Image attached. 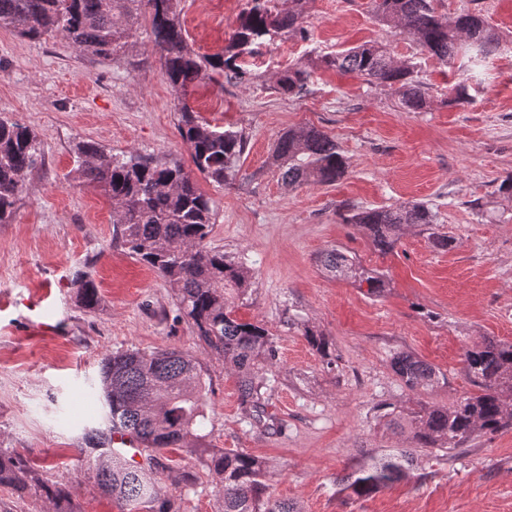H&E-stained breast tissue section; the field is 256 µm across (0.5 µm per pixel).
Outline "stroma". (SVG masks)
Returning <instances> with one entry per match:
<instances>
[{
  "label": "stroma",
  "instance_id": "35a3bbf8",
  "mask_svg": "<svg viewBox=\"0 0 512 512\" xmlns=\"http://www.w3.org/2000/svg\"><path fill=\"white\" fill-rule=\"evenodd\" d=\"M468 6L505 44L487 60L469 101L455 104L448 87L461 70L418 55L410 37L381 25L373 0H309L305 36L256 57L259 81L205 82L187 96L211 124L248 136L226 187L196 173L177 132V96L143 46L149 13L137 25L140 48L114 59L0 27V115L31 127L45 154L10 222L0 224V448L22 449L42 480H67L78 512H118L79 452L85 428L105 423L99 363L127 348H177L211 378L205 444L263 460L271 495L299 512H512V430L456 449H417L405 477L369 497L339 492L342 478L409 445L407 434L384 426L382 405L443 407L478 394L465 351L488 339L512 342V199L498 192L512 174V0H442L440 11L452 18ZM181 7L190 44L214 53L244 0H182ZM369 40L396 58L417 57L430 86L425 111H406L395 91L322 67L321 55ZM301 64L315 71L309 95L276 94L279 72ZM305 125L333 137L345 154L348 173L336 184L290 187L273 165L278 136ZM80 140L117 155L177 159L210 198L208 245L252 276L229 304L238 319L263 323L277 349L260 379L279 430L244 419L234 374L176 320L175 288L113 242L110 202L74 172ZM416 201L436 211L435 226H402L387 255L336 214L342 202L393 208ZM434 230L453 235L454 246L433 248ZM334 247L384 273L385 293L373 297L328 276L319 257ZM85 267L99 291L92 309L79 303L72 281ZM308 328L328 340L330 357L311 347ZM402 352L434 366L438 383L405 387L391 367ZM169 456L161 487L180 512H221L204 463L183 448ZM188 473L194 486L184 482Z\"/></svg>",
  "mask_w": 512,
  "mask_h": 512
}]
</instances>
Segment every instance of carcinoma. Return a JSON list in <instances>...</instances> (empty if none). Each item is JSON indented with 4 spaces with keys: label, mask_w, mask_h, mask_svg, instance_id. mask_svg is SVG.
Segmentation results:
<instances>
[{
    "label": "carcinoma",
    "mask_w": 512,
    "mask_h": 512,
    "mask_svg": "<svg viewBox=\"0 0 512 512\" xmlns=\"http://www.w3.org/2000/svg\"><path fill=\"white\" fill-rule=\"evenodd\" d=\"M438 0H376V14L384 25L412 38L421 54L448 64L462 58V70L478 77L486 59L500 48V35L479 12L466 11L450 21L437 9ZM181 0H0V26H8L31 40L61 36L79 52L113 58L140 45L136 23L143 7L151 15V35L146 44L159 60L162 72L177 94V130L191 152L197 171L219 186L232 184L239 171L248 137L240 130L224 129L204 120L186 100L189 88L220 77L242 84L251 77L245 57L260 48L303 31L305 0H245L237 25L224 48L200 54L188 42L180 14ZM328 68L361 75L380 89H393L409 112H421L429 103L427 84L417 66L398 60L378 42H365L334 56H323ZM311 71L293 66L282 71L277 92L301 98ZM76 171L99 186L112 203L113 240L143 262L178 291L177 316L193 328L198 340L224 359L238 377L239 402L245 418L268 429L266 397L257 376L275 358L273 338L257 321H241L226 303V290L245 292L250 271L211 248L206 239L214 224L211 201L178 161L155 160L131 152L116 156L97 144L74 145ZM272 159L283 182L333 185L348 169L336 140L314 126L281 134ZM44 160V149L27 125L0 116V223L12 217L27 176ZM347 224H358L373 247L382 254L394 252L398 228L403 224H433L435 214L423 203L398 207L344 206ZM334 278L367 286V294L380 296L389 281L349 253L333 248L321 260ZM77 296L92 309L99 292L92 275H75ZM467 374L481 389L448 407L423 406L417 410L388 405L382 418L386 426L408 432L411 448L388 453L353 472L343 490L357 498L368 497L405 473L413 448L454 449L477 434L512 429V342L490 339L464 353ZM393 369L409 389L433 385V366L411 354H399ZM103 399L109 426L84 437L88 470L120 512H135L149 503L151 512H177L174 501L161 497L159 483L170 469L169 448H185L202 459L223 499V512H297L293 504L271 497L264 482L265 463L240 450L201 448L190 444L204 438L210 422L207 395L211 379L187 351L126 349L106 356L100 365ZM125 433L143 445L145 459L134 462L113 447L112 435ZM0 486L20 498L43 493L46 512H75L72 487L64 480L45 482L29 461L11 449L0 448Z\"/></svg>",
    "instance_id": "cac0c4a2"
}]
</instances>
